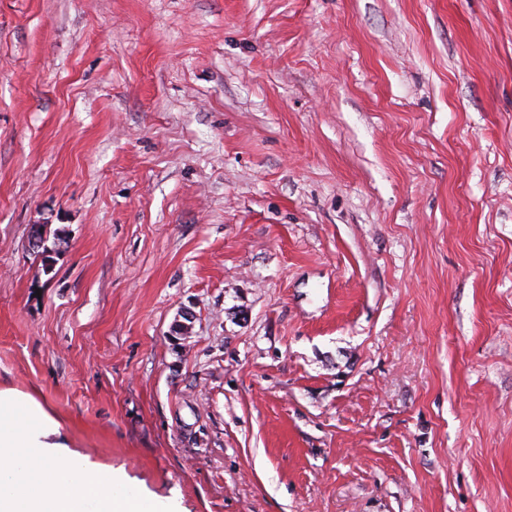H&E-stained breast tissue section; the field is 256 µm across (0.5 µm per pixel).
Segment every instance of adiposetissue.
<instances>
[{"instance_id":"adipose-tissue-1","label":"adipose tissue","mask_w":512,"mask_h":512,"mask_svg":"<svg viewBox=\"0 0 512 512\" xmlns=\"http://www.w3.org/2000/svg\"><path fill=\"white\" fill-rule=\"evenodd\" d=\"M61 424L31 394L0 389V512H142L111 468L67 451Z\"/></svg>"}]
</instances>
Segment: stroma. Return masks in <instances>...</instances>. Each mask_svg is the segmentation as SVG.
<instances>
[{
	"label": "stroma",
	"instance_id": "stroma-1",
	"mask_svg": "<svg viewBox=\"0 0 512 512\" xmlns=\"http://www.w3.org/2000/svg\"><path fill=\"white\" fill-rule=\"evenodd\" d=\"M4 388L178 512H512V0H0Z\"/></svg>",
	"mask_w": 512,
	"mask_h": 512
}]
</instances>
